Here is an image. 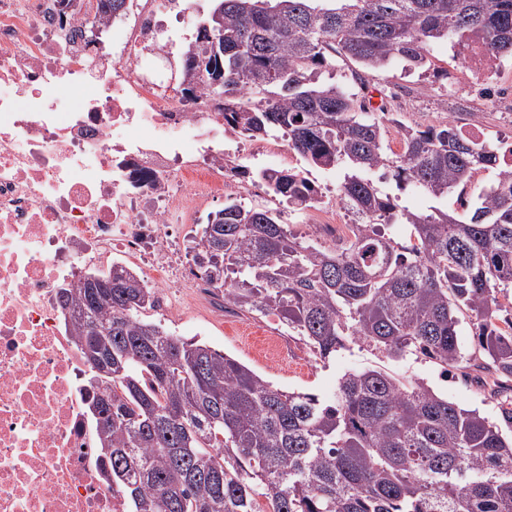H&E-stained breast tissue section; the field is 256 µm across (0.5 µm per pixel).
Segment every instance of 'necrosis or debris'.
I'll return each mask as SVG.
<instances>
[{"label":"necrosis or debris","instance_id":"4bbe7bcc","mask_svg":"<svg viewBox=\"0 0 512 512\" xmlns=\"http://www.w3.org/2000/svg\"><path fill=\"white\" fill-rule=\"evenodd\" d=\"M178 4L106 17L98 0H0V512H125L59 287L117 254L173 314L172 280L214 291L178 266L180 225L214 199L272 197L241 156L299 168L287 140L243 138L203 88L160 75L177 41L160 17ZM96 28L111 51L92 46Z\"/></svg>","mask_w":512,"mask_h":512}]
</instances>
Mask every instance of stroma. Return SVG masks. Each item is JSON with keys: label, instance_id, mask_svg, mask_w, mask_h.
I'll list each match as a JSON object with an SVG mask.
<instances>
[{"label": "stroma", "instance_id": "stroma-1", "mask_svg": "<svg viewBox=\"0 0 512 512\" xmlns=\"http://www.w3.org/2000/svg\"><path fill=\"white\" fill-rule=\"evenodd\" d=\"M466 56V49L445 41L433 43L425 66L410 76L397 65L366 73L352 59L340 56L336 80L354 92H383L388 111L400 120L388 132L394 152L402 150L399 127L403 124L426 127L469 121L481 125L488 139L512 142V60H505L498 78L491 79L466 69ZM361 73L366 74L367 85H360L357 76ZM174 295L181 300L180 312L164 316L151 310L149 320L175 335L224 351L277 388L311 392L329 400L344 373L377 366L398 378L424 379L450 401L478 410L490 422L499 420L503 397L486 385L483 373L446 381L440 367L430 361L412 355L393 359L359 343L324 362L276 316L228 313L188 288L175 289Z\"/></svg>", "mask_w": 512, "mask_h": 512}]
</instances>
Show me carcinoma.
<instances>
[{"mask_svg":"<svg viewBox=\"0 0 512 512\" xmlns=\"http://www.w3.org/2000/svg\"><path fill=\"white\" fill-rule=\"evenodd\" d=\"M223 21L180 50L188 86L224 100L241 135H280L306 163L344 170L337 197L354 216L336 246L303 244L281 212L237 203L208 215L192 261L224 308L274 315L320 360L358 341L445 372L512 376V145L446 125L402 128L393 153L385 106L336 84V55L373 71L424 65L430 43L480 41L512 59V0H218ZM478 170L494 181L473 185ZM393 181L432 200L470 196L464 222L432 206L400 208ZM295 209L312 203L297 172L257 173ZM410 227L409 244L386 227ZM92 300L65 288L74 343L112 412L89 414L98 459L126 512H512V437L420 378L346 372L335 398L274 387L202 341L143 318L157 297L114 263ZM476 320L479 360L458 344L459 314ZM112 354L102 376L86 343ZM100 385H95V380Z\"/></svg>","mask_w":512,"mask_h":512,"instance_id":"cac0c4a2","label":"carcinoma"}]
</instances>
